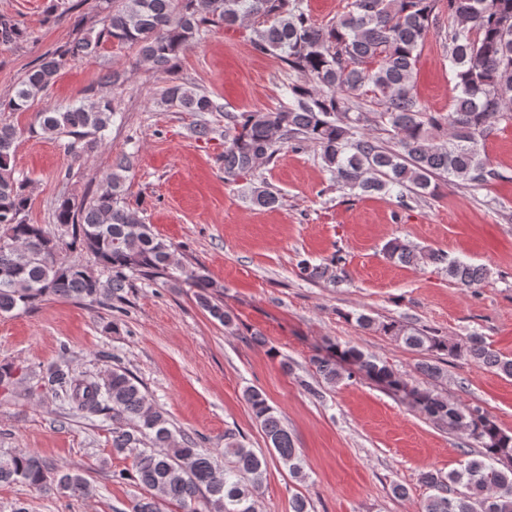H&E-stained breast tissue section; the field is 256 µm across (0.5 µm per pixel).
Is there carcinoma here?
Listing matches in <instances>:
<instances>
[{
  "label": "carcinoma",
  "instance_id": "obj_1",
  "mask_svg": "<svg viewBox=\"0 0 512 512\" xmlns=\"http://www.w3.org/2000/svg\"><path fill=\"white\" fill-rule=\"evenodd\" d=\"M512 0H348L346 12L328 24L308 17L304 0H123L108 13L97 33L88 32L58 51L41 56L5 104L20 111L44 94L70 57L90 55L103 39L139 48L142 58L161 74L209 24L226 27L258 24L252 49L279 58L288 66L282 83L285 103L266 111L226 114L224 178L256 176L285 144L314 146L322 166L336 184L352 191L392 194L430 192L443 180L470 189L503 178L482 151L483 142L503 121H512ZM440 38L444 59L457 90L447 114L426 111L414 92V70L430 30ZM27 37L13 20L0 15V45ZM163 101L187 112H218L222 106L198 87L168 81ZM116 111L104 96L39 113L41 134L67 140L79 160L102 145ZM379 128L388 135H371ZM17 131L0 125V314L28 310L47 298L103 304L122 300L131 277L184 283L199 289L200 306L224 327L233 324L221 300L200 270L174 259L175 247L155 235L150 225L124 201L130 171L121 156L110 173L79 205L61 196L53 212L54 229L26 220L27 181L11 165ZM250 201L272 207L278 195L264 180L246 185ZM94 256L106 279L72 256ZM387 255L403 264L443 266L448 278L466 287L480 284L486 268L427 248L394 239ZM341 258L329 264L298 262L308 281L340 280ZM358 327L381 329L405 347L429 358L417 370L432 384L448 379L438 355L465 356L480 367L512 377V358L494 351L479 333L451 343L425 330L395 323L377 325L360 313ZM344 357L367 373L392 380L393 373L356 347ZM316 374L334 387L342 379L336 361L312 359ZM62 409L85 419L114 421L112 448L132 459L136 481L147 490L133 512H162L174 503L184 512H256V498L267 467L266 458L224 435V459L191 439H176L167 412L149 398L142 384L124 367L105 377L77 374L66 358L49 365L43 376ZM243 397L276 457L291 477L306 478L301 454L283 421L255 387ZM431 416L450 427H464L481 444L479 457L444 477L428 471L421 482L432 490L420 512H512V435L504 432L480 407L462 410L430 392L416 393ZM0 483H21L41 491L57 489L73 499L92 493L79 472L49 466L34 453L0 455ZM462 490L450 494V487Z\"/></svg>",
  "mask_w": 512,
  "mask_h": 512
}]
</instances>
